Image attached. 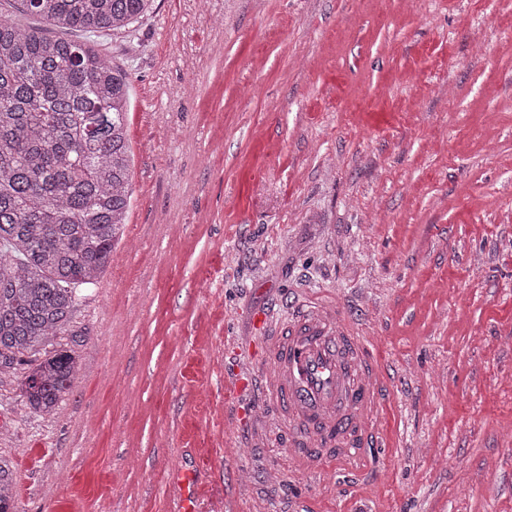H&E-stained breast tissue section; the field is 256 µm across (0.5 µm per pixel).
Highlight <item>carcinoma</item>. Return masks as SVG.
<instances>
[{
    "label": "carcinoma",
    "mask_w": 512,
    "mask_h": 512,
    "mask_svg": "<svg viewBox=\"0 0 512 512\" xmlns=\"http://www.w3.org/2000/svg\"><path fill=\"white\" fill-rule=\"evenodd\" d=\"M64 29L120 31L152 0H18ZM129 83L93 48L23 28L0 14V374L47 349L98 283L130 203ZM77 360L33 367L26 406L56 409ZM0 462V512L15 508Z\"/></svg>",
    "instance_id": "carcinoma-1"
}]
</instances>
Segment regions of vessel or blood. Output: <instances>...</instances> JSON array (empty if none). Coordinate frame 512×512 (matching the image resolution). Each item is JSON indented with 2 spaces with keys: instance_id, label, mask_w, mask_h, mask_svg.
I'll list each match as a JSON object with an SVG mask.
<instances>
[{
  "instance_id": "vessel-or-blood-1",
  "label": "vessel or blood",
  "mask_w": 512,
  "mask_h": 512,
  "mask_svg": "<svg viewBox=\"0 0 512 512\" xmlns=\"http://www.w3.org/2000/svg\"><path fill=\"white\" fill-rule=\"evenodd\" d=\"M267 364L258 375L262 396L287 407L292 419L312 427L325 447L293 456L301 468L360 470L365 442L380 441L377 428L385 395L384 369L340 306L306 299L266 345Z\"/></svg>"
}]
</instances>
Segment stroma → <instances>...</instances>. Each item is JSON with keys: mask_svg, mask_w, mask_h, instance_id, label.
Segmentation results:
<instances>
[{"mask_svg": "<svg viewBox=\"0 0 512 512\" xmlns=\"http://www.w3.org/2000/svg\"><path fill=\"white\" fill-rule=\"evenodd\" d=\"M130 83L126 223L55 340L53 413L0 375L16 512H512V0H152L70 31ZM343 305L386 449L291 468L259 316ZM46 356L30 370L22 389L26 406L41 413L56 409L78 369L77 360L68 352Z\"/></svg>", "mask_w": 512, "mask_h": 512, "instance_id": "stroma-1", "label": "stroma"}]
</instances>
